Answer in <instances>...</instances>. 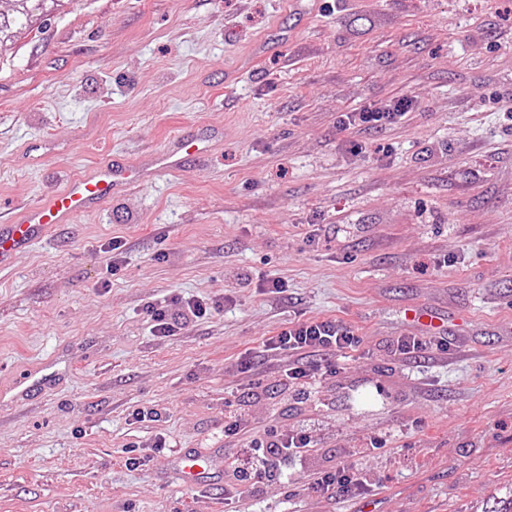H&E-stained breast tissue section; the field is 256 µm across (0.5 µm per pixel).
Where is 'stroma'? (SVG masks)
<instances>
[{"label":"stroma","instance_id":"obj_1","mask_svg":"<svg viewBox=\"0 0 512 512\" xmlns=\"http://www.w3.org/2000/svg\"><path fill=\"white\" fill-rule=\"evenodd\" d=\"M288 2L75 0L0 64V224L222 133L0 271V512H474L512 484V0ZM193 300L211 313L154 335L151 306ZM319 317L360 346L286 382L266 340ZM240 418L312 447L234 502ZM338 465L360 485L314 493ZM207 463L200 454L189 453L182 458L179 476L186 485H193L206 474Z\"/></svg>","mask_w":512,"mask_h":512}]
</instances>
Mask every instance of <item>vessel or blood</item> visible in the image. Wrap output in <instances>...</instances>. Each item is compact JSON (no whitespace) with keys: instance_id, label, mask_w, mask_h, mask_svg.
Listing matches in <instances>:
<instances>
[{"instance_id":"b4317fda","label":"vessel or blood","mask_w":512,"mask_h":512,"mask_svg":"<svg viewBox=\"0 0 512 512\" xmlns=\"http://www.w3.org/2000/svg\"><path fill=\"white\" fill-rule=\"evenodd\" d=\"M220 142L218 133L188 137L171 143L132 166L117 159L100 163L92 170L75 177L59 194L42 200L22 212L10 224H0V267L10 262L17 252L27 250L59 224H68L79 216L93 212L101 202L125 191L137 182L158 172L181 169L189 153L206 154ZM207 469L205 458L187 454L181 461L179 476L184 484L201 480Z\"/></svg>"}]
</instances>
